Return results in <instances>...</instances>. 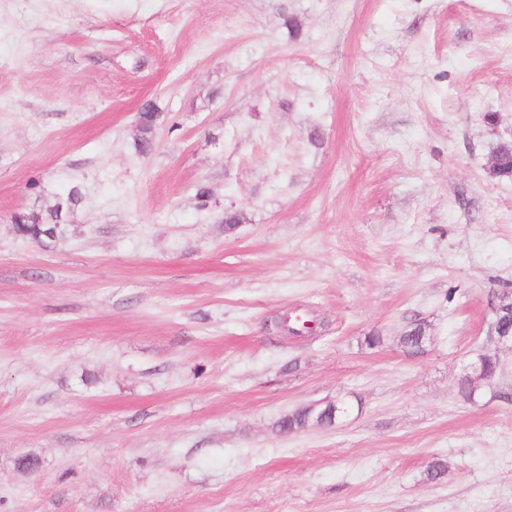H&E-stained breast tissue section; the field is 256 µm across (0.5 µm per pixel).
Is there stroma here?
Instances as JSON below:
<instances>
[{
  "label": "stroma",
  "mask_w": 512,
  "mask_h": 512,
  "mask_svg": "<svg viewBox=\"0 0 512 512\" xmlns=\"http://www.w3.org/2000/svg\"><path fill=\"white\" fill-rule=\"evenodd\" d=\"M503 139L512 0H0V512H512ZM140 123V135L135 143L140 154H148L154 148L153 131L155 119L158 117L154 104L148 103L144 106ZM496 166L491 174L497 178H512V140L500 142L493 151ZM80 199L79 188L73 186L61 195V200L48 211V216L35 212L15 215L13 221L17 225L18 236L37 243L45 239L62 237L66 228L59 221L63 214H71L74 211Z\"/></svg>",
  "instance_id": "1"
}]
</instances>
